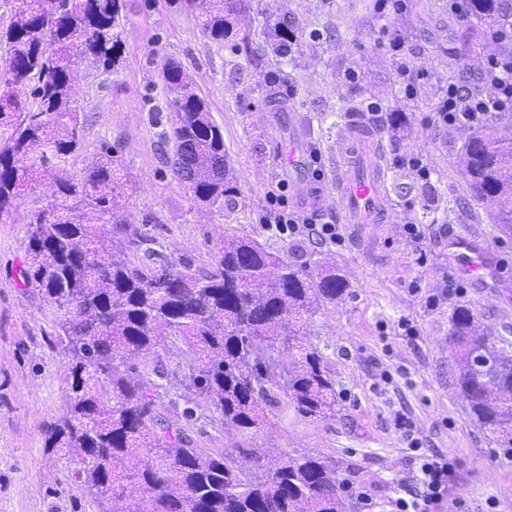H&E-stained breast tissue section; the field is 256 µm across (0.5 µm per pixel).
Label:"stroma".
Returning <instances> with one entry per match:
<instances>
[{
    "instance_id": "stroma-1",
    "label": "stroma",
    "mask_w": 512,
    "mask_h": 512,
    "mask_svg": "<svg viewBox=\"0 0 512 512\" xmlns=\"http://www.w3.org/2000/svg\"><path fill=\"white\" fill-rule=\"evenodd\" d=\"M124 54L112 72L81 64L73 98L80 112L83 149L70 161L82 174L101 142L117 150L135 188L132 221L166 254L207 265L223 232L250 235L269 251L300 263L327 261L348 280L350 293L317 313L305 332L328 347L336 368V413L324 419L276 408L262 447L313 452L342 462L350 487L370 491L371 512H392L390 501L413 487L416 468L394 417L405 415L429 454L458 467L442 512H512V456L471 418L453 385L449 318L457 304L482 313L489 333L512 332V237L499 232L468 187L459 154L464 129L440 126L436 105L449 83H472L470 59L501 46L484 36L478 18L459 20L448 0H250L237 17L239 36L261 39L287 21L297 41L288 58H249L205 37L199 13L169 8L166 0H126ZM407 49L391 51V34ZM180 63L210 104L237 171L232 204L202 208L175 180L164 160L152 105L162 99L158 73ZM421 69L415 95L397 75L401 65ZM357 83L343 81L346 69ZM287 97L284 111L268 107L270 79ZM380 106L369 122L382 146V190L390 210L385 224H341L343 244L291 238L262 222L271 199L339 218L335 123L346 113ZM321 162L310 167L311 149ZM419 157L430 177L418 179L404 157ZM48 183L37 185L17 219L0 222V512H98L73 481L71 458L45 449L51 422L68 396L66 360L50 346L52 316L38 290L25 287V218L47 205ZM422 225L420 242L406 227ZM467 230L485 240L495 265L492 286L460 272L448 259V236ZM202 448H232L240 439L222 418L198 409L189 425Z\"/></svg>"
}]
</instances>
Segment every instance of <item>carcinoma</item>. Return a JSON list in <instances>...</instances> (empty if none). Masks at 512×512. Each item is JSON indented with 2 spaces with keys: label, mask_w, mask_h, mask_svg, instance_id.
<instances>
[{
  "label": "carcinoma",
  "mask_w": 512,
  "mask_h": 512,
  "mask_svg": "<svg viewBox=\"0 0 512 512\" xmlns=\"http://www.w3.org/2000/svg\"><path fill=\"white\" fill-rule=\"evenodd\" d=\"M0 27V219L13 216L38 179H52V201L27 217L24 285L38 289L53 316L50 344L67 358L70 395L45 448L75 461L71 474L101 512H347L345 479L321 454L270 456L256 444L286 404L307 418L335 414L331 357L302 329L345 298L336 266L315 269L268 251L246 234H224L207 267L173 259L128 220L132 184L117 151L104 142L81 177L69 160L82 150L72 97L78 63L115 69L123 54L125 0H4ZM201 11L214 42L232 37L231 18L246 0H169ZM489 27L512 28V0H471ZM161 139L172 144L173 177L202 207L237 194L223 130L193 79L163 64ZM30 87V98L17 93ZM468 186L512 235V138L483 125L466 134ZM112 225V241L98 232ZM449 340L455 386L477 424L512 448V339L488 338L467 305L454 308ZM178 347L192 356L185 375L207 408L245 443L237 452L198 448L166 420L168 372L129 361ZM288 353L294 369L283 366Z\"/></svg>",
  "instance_id": "carcinoma-1"
}]
</instances>
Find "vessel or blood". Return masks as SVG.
I'll return each instance as SVG.
<instances>
[{
    "instance_id": "b4317fda",
    "label": "vessel or blood",
    "mask_w": 512,
    "mask_h": 512,
    "mask_svg": "<svg viewBox=\"0 0 512 512\" xmlns=\"http://www.w3.org/2000/svg\"><path fill=\"white\" fill-rule=\"evenodd\" d=\"M371 139L361 131V117L349 115L338 131L340 150H356L358 165L370 166L375 160L371 152ZM335 206L347 224L379 222L387 211L383 192L376 177L359 176L351 171L339 172L336 185ZM448 258L458 269L469 276L484 279L491 273L490 248L471 234L461 231L448 238Z\"/></svg>"
}]
</instances>
